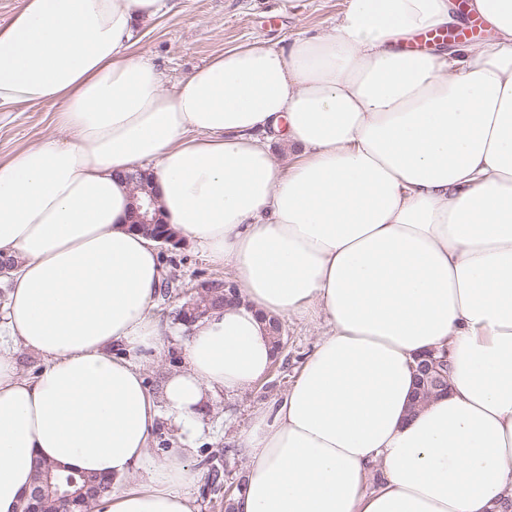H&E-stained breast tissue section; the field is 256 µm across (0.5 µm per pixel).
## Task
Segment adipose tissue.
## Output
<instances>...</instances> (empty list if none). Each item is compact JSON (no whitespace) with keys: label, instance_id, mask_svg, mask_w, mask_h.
I'll use <instances>...</instances> for the list:
<instances>
[{"label":"adipose tissue","instance_id":"obj_1","mask_svg":"<svg viewBox=\"0 0 512 512\" xmlns=\"http://www.w3.org/2000/svg\"><path fill=\"white\" fill-rule=\"evenodd\" d=\"M166 0H21L0 24V109L52 131L0 161V512L36 460L112 480L96 512H197L184 487L214 397L272 365L265 315L327 329L236 445L234 512H501L512 501V0H344L331 27L224 50L174 85L132 53ZM288 149L281 166L269 137ZM135 169L241 301L154 317L166 277L128 224ZM183 337L161 393L145 363ZM44 367L24 377L15 349ZM448 391L411 411L414 361ZM178 447L156 454L160 422ZM381 486L367 490L370 472Z\"/></svg>","mask_w":512,"mask_h":512}]
</instances>
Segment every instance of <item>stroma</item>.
Wrapping results in <instances>:
<instances>
[{"mask_svg":"<svg viewBox=\"0 0 512 512\" xmlns=\"http://www.w3.org/2000/svg\"><path fill=\"white\" fill-rule=\"evenodd\" d=\"M342 2L169 0L167 14L142 28L134 50L152 57L171 84L212 56L243 42L258 39L282 46L302 33L327 27ZM52 118L53 110L47 105L1 111L0 160L37 143L49 132ZM160 257L167 270L171 296L157 300L154 312L166 321L171 320L186 292L198 281L230 275L229 270L213 267L190 240L183 248L161 251ZM282 325L283 352L288 357L285 368L270 369L264 379L239 394L217 396L205 415V431L190 460L194 480L188 487L197 501L198 512H224V496L211 491L212 472L204 464V457L218 449L234 447L238 434L249 427L254 413L284 395L325 329L323 319L315 316L286 317Z\"/></svg>","mask_w":512,"mask_h":512,"instance_id":"35a3bbf8","label":"stroma"}]
</instances>
